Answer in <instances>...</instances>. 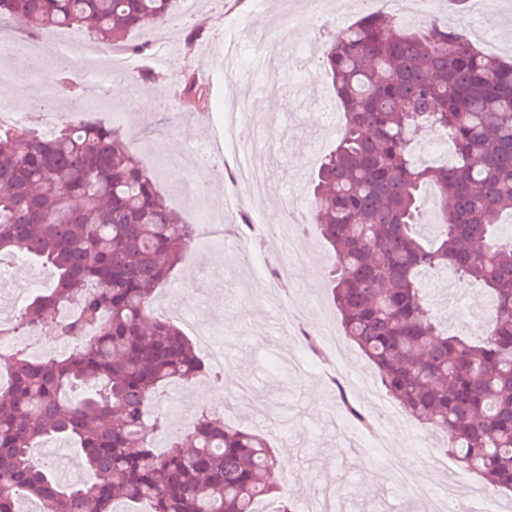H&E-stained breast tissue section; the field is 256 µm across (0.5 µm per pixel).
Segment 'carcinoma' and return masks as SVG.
I'll return each instance as SVG.
<instances>
[{
    "instance_id": "carcinoma-1",
    "label": "carcinoma",
    "mask_w": 512,
    "mask_h": 512,
    "mask_svg": "<svg viewBox=\"0 0 512 512\" xmlns=\"http://www.w3.org/2000/svg\"><path fill=\"white\" fill-rule=\"evenodd\" d=\"M173 0H0V23L39 36L84 28L141 56L129 34L163 26ZM309 63L342 106L335 149L320 164L312 217L336 262L327 272L345 338L387 396L444 437L460 468L512 493V61L464 30L367 13L327 37ZM206 103L195 75L179 91ZM427 132L452 145L432 167L415 159ZM194 240L115 127L75 120L45 135L0 124V252L54 269L0 338L56 324L76 340L63 356L19 349L0 384V512L22 497L42 512H259L271 497L268 439L203 412L163 452L155 404L172 382L206 369L174 322L152 313L154 293ZM451 269L481 284L493 316L480 341L424 299L423 278ZM78 448L86 477L63 482L33 448Z\"/></svg>"
}]
</instances>
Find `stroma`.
<instances>
[{
    "label": "stroma",
    "mask_w": 512,
    "mask_h": 512,
    "mask_svg": "<svg viewBox=\"0 0 512 512\" xmlns=\"http://www.w3.org/2000/svg\"><path fill=\"white\" fill-rule=\"evenodd\" d=\"M284 2L266 0L256 14L252 0H224L220 6H203L193 20L197 27L208 31L220 27L222 19L248 14L255 24L270 30L276 27ZM187 7L186 0H177L174 6L170 29L175 48L166 68H158L153 57H145L143 68L151 74L148 82L130 75L113 76V86L125 88V95L110 94L96 100L88 87L80 109H73L72 99L65 96L51 104L48 118L59 127L75 117L85 122L117 124L131 152L156 176L169 206L184 223L195 225L200 216L227 213L230 194L216 168L192 152L190 140L223 131L227 97L250 101L259 93L243 82L232 83L215 74L214 59L184 55L181 13ZM357 15L352 0L326 5L319 14L297 7L290 42L279 52L284 64L263 78L267 85H290V96L296 101L293 109L278 110L284 135L263 127L254 130L255 140L267 144L275 159L269 179L280 190L278 196L259 207L266 225L284 222L285 200L292 196V189L300 191L298 205H309L311 177L337 140L336 133L313 120L322 103L337 100L331 82L320 69H298L297 57L321 52L323 36L334 32L339 22H352ZM436 20L455 23L468 31L484 28L496 55L512 57V0H494L486 15L473 5L459 7L454 0H440ZM173 68L183 74L191 69L209 73L205 82L208 105L201 112L174 104L179 85L168 79ZM202 179L207 182L205 192L190 196V185ZM308 246L315 257L314 265L289 267L290 289L278 287L271 292L263 290L253 270L240 267L231 242H224L219 249L195 246L159 291L154 310L175 321L189 337H196L198 329L203 328L223 344L225 386H235L244 379L251 385L247 396L225 406L224 420L263 432L275 457L292 458L291 466L276 467L274 472L276 486H287L289 498L305 504L312 491L345 478L358 504L356 512H417L402 474L384 468L380 456H403L417 482L434 485L446 470L457 467L451 456L439 451L442 436L429 432L425 447L417 448L405 429L391 421L378 434L382 449L367 447L362 439L356 446H349L343 411L335 389L324 379V365L311 356L305 376H298L294 370L291 359L300 353L302 345L297 335L282 331L283 307L295 305L309 324L340 323L325 275L333 257L316 228L308 230ZM1 266L8 268L13 284L11 292H0V319L5 321L15 319L31 295L52 287L55 281L51 266L31 264L9 253L0 255ZM428 286L431 302L452 320H461L488 305L486 294L474 284L438 275L430 278ZM214 401L211 373L201 374L189 388L169 384L162 394V404L170 429L157 436L158 448H165L172 432L188 428L202 410L212 408Z\"/></svg>",
    "instance_id": "stroma-1"
}]
</instances>
